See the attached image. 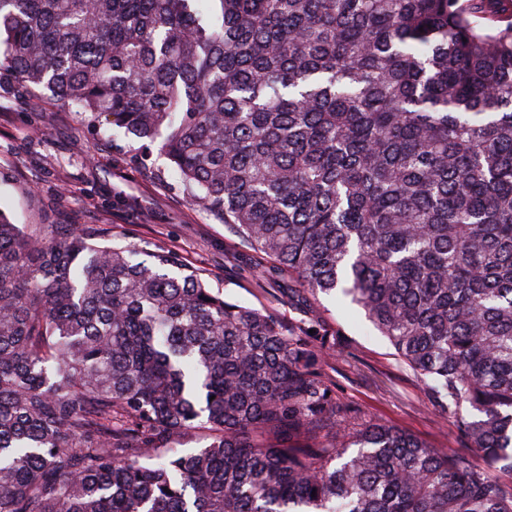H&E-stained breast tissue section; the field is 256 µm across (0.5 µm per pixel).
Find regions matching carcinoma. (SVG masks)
<instances>
[{"label": "carcinoma", "instance_id": "carcinoma-1", "mask_svg": "<svg viewBox=\"0 0 512 512\" xmlns=\"http://www.w3.org/2000/svg\"><path fill=\"white\" fill-rule=\"evenodd\" d=\"M208 2L0 0V90L161 140L488 467L380 423L318 439L344 421L318 321L0 210V512H512V0Z\"/></svg>", "mask_w": 512, "mask_h": 512}]
</instances>
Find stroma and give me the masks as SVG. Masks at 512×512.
<instances>
[{"mask_svg": "<svg viewBox=\"0 0 512 512\" xmlns=\"http://www.w3.org/2000/svg\"><path fill=\"white\" fill-rule=\"evenodd\" d=\"M0 210L14 223L71 224L104 242L140 240L179 255L226 299L296 325L319 313L334 340L322 372L348 425L374 420L448 451L460 442L388 340L349 301L305 300L296 282L189 199L159 146L46 97L0 95Z\"/></svg>", "mask_w": 512, "mask_h": 512, "instance_id": "obj_1", "label": "stroma"}]
</instances>
